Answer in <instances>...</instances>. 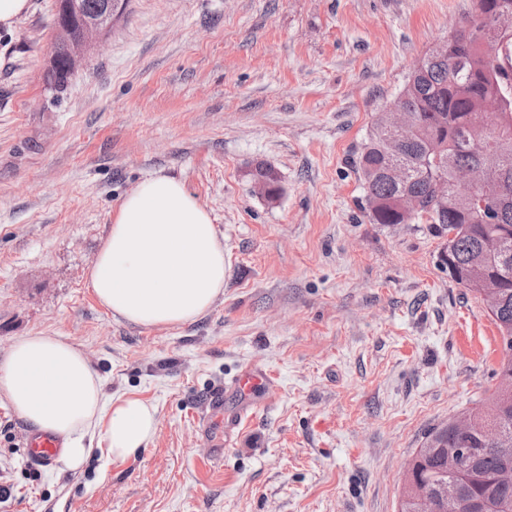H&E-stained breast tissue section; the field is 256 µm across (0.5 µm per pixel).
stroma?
<instances>
[{
    "mask_svg": "<svg viewBox=\"0 0 512 512\" xmlns=\"http://www.w3.org/2000/svg\"><path fill=\"white\" fill-rule=\"evenodd\" d=\"M55 3L0 31V357L66 337L158 426L125 461L97 437L81 468L44 469L1 398L0 512H398L412 454L481 403L501 341L426 219L371 223L353 158L472 0H129L60 94ZM158 170L224 239L223 294L176 328L115 320L87 286L121 201ZM247 365L271 382L216 451L208 395L238 409L225 386Z\"/></svg>",
    "mask_w": 512,
    "mask_h": 512,
    "instance_id": "stroma-1",
    "label": "stroma"
}]
</instances>
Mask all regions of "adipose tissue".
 Listing matches in <instances>:
<instances>
[{
    "mask_svg": "<svg viewBox=\"0 0 512 512\" xmlns=\"http://www.w3.org/2000/svg\"><path fill=\"white\" fill-rule=\"evenodd\" d=\"M87 285L114 319L180 327L204 315L224 291V243L185 184L157 171L120 204ZM0 395L30 426L65 443L62 465L78 469L87 440L102 432L109 461L144 448L157 428L155 406L106 398L87 357L62 336L15 341L0 359Z\"/></svg>",
    "mask_w": 512,
    "mask_h": 512,
    "instance_id": "obj_1",
    "label": "adipose tissue"
}]
</instances>
